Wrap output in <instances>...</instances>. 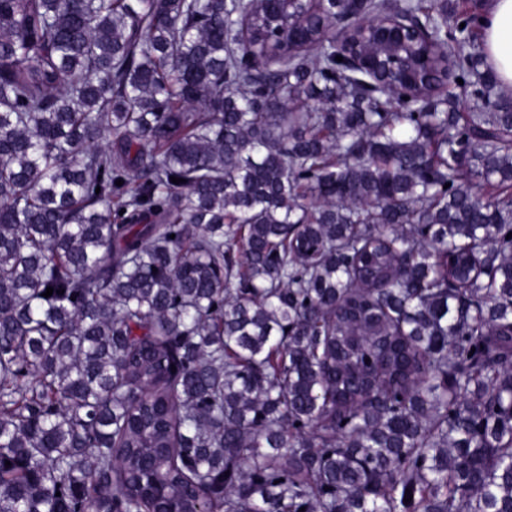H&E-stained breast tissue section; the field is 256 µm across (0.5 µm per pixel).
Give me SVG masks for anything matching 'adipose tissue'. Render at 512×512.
<instances>
[{"instance_id":"obj_1","label":"adipose tissue","mask_w":512,"mask_h":512,"mask_svg":"<svg viewBox=\"0 0 512 512\" xmlns=\"http://www.w3.org/2000/svg\"><path fill=\"white\" fill-rule=\"evenodd\" d=\"M488 66L501 94L512 97V0H487L478 16Z\"/></svg>"}]
</instances>
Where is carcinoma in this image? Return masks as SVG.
Returning <instances> with one entry per match:
<instances>
[{
    "instance_id": "carcinoma-1",
    "label": "carcinoma",
    "mask_w": 512,
    "mask_h": 512,
    "mask_svg": "<svg viewBox=\"0 0 512 512\" xmlns=\"http://www.w3.org/2000/svg\"><path fill=\"white\" fill-rule=\"evenodd\" d=\"M361 9L410 100L350 0H0V512H512V100ZM387 43L377 44L374 46V49L371 51L363 50L360 54H346L345 53V61L351 65L360 67L363 66L364 58L367 54L374 55L377 61L383 66L387 71H394L399 66V59L395 56H390L385 53V47Z\"/></svg>"
}]
</instances>
